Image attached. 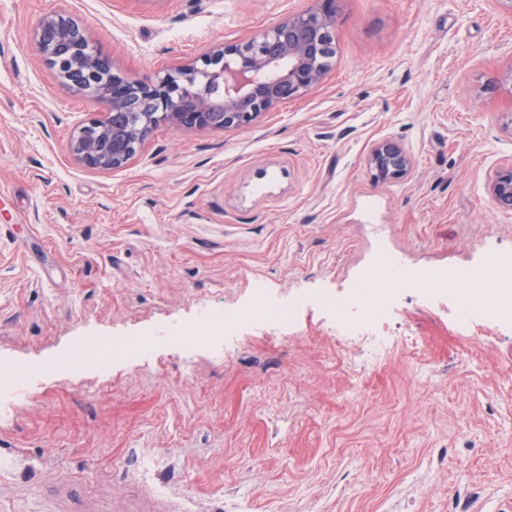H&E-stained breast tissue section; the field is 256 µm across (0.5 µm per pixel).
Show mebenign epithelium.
Masks as SVG:
<instances>
[{
    "label": "benign epithelium",
    "instance_id": "1",
    "mask_svg": "<svg viewBox=\"0 0 512 512\" xmlns=\"http://www.w3.org/2000/svg\"><path fill=\"white\" fill-rule=\"evenodd\" d=\"M288 17L243 45L220 47L202 61L179 66L154 80L116 75L101 83L95 98L104 119H92L72 140L76 161L91 169L123 167L150 135L155 120L176 129L226 130L250 125L261 113L316 86L325 70L323 36L334 28L336 0ZM40 52L57 67L65 85L79 92L111 59L91 45L85 26L62 13L47 17L39 31ZM368 164L380 181L397 180L410 168L406 150L385 140ZM492 198L512 208V164L499 169L489 186Z\"/></svg>",
    "mask_w": 512,
    "mask_h": 512
}]
</instances>
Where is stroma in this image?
I'll return each mask as SVG.
<instances>
[{"mask_svg":"<svg viewBox=\"0 0 512 512\" xmlns=\"http://www.w3.org/2000/svg\"><path fill=\"white\" fill-rule=\"evenodd\" d=\"M314 0H0V365L36 386L0 410V512H512V319L459 327L454 301L397 293L383 359L344 350L310 304L243 322L219 348L173 346L262 290L348 286L387 246L455 271L512 258V10L500 0H337L321 82L245 128L160 124L122 168L80 165L102 117L36 32L84 24L115 72L153 79L252 39ZM386 139L411 157L379 182ZM158 336L108 368L57 361L89 336ZM368 164L379 181L397 180L410 168L411 161L406 150L396 142L385 140L371 151ZM489 192L498 204L512 208V164L496 172Z\"/></svg>","mask_w":512,"mask_h":512,"instance_id":"stroma-1","label":"stroma"}]
</instances>
